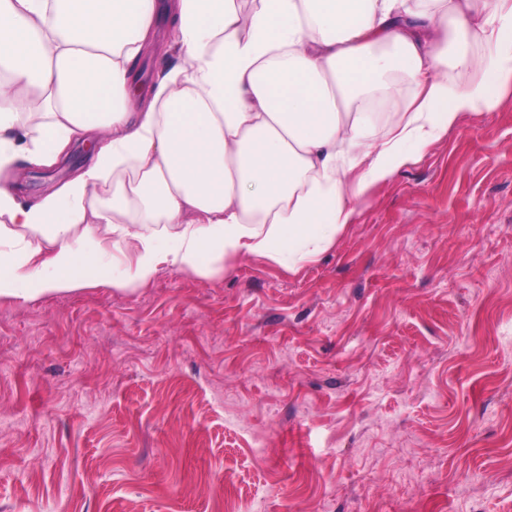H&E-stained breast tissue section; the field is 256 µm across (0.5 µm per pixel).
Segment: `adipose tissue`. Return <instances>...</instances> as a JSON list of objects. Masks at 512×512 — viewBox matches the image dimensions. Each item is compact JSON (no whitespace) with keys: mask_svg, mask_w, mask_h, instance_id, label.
I'll return each instance as SVG.
<instances>
[{"mask_svg":"<svg viewBox=\"0 0 512 512\" xmlns=\"http://www.w3.org/2000/svg\"><path fill=\"white\" fill-rule=\"evenodd\" d=\"M468 8L260 0L245 17L239 0H0V176L105 133L36 202L0 183V298L315 259L353 201L512 86V7ZM159 44L177 62L142 87L135 66ZM397 68L417 95L387 139L368 140L369 96ZM451 68L480 77L456 86Z\"/></svg>","mask_w":512,"mask_h":512,"instance_id":"adipose-tissue-1","label":"adipose tissue"}]
</instances>
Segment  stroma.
I'll list each match as a JSON object with an SVG mask.
<instances>
[{
  "instance_id": "1",
  "label": "stroma",
  "mask_w": 512,
  "mask_h": 512,
  "mask_svg": "<svg viewBox=\"0 0 512 512\" xmlns=\"http://www.w3.org/2000/svg\"><path fill=\"white\" fill-rule=\"evenodd\" d=\"M0 512H512V94L295 269L0 299Z\"/></svg>"
}]
</instances>
